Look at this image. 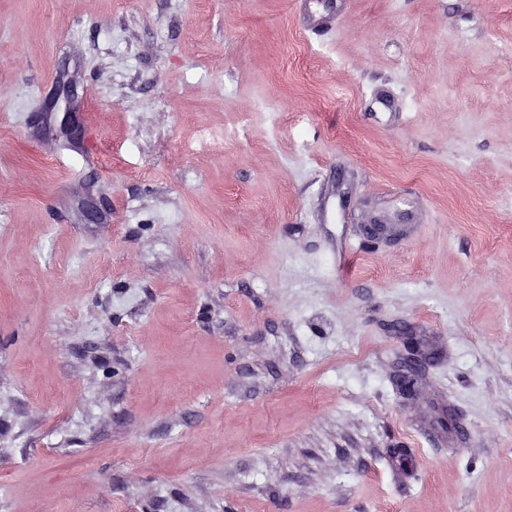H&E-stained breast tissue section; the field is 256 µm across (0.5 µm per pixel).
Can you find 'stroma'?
<instances>
[{"label": "stroma", "mask_w": 512, "mask_h": 512, "mask_svg": "<svg viewBox=\"0 0 512 512\" xmlns=\"http://www.w3.org/2000/svg\"><path fill=\"white\" fill-rule=\"evenodd\" d=\"M0 512H512V0H0ZM407 339L408 356L405 359L404 365L401 366L402 369L396 374V387L400 396L406 400L413 398L417 394V388H409L407 386L408 380L413 378L420 381L421 372L419 366L423 361L429 359V354L424 351L416 338L410 336Z\"/></svg>", "instance_id": "stroma-1"}]
</instances>
